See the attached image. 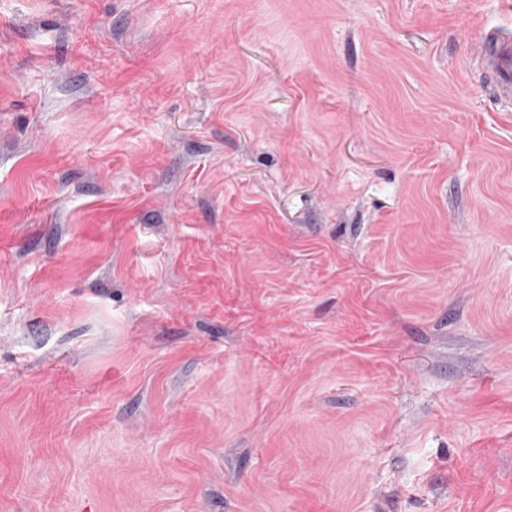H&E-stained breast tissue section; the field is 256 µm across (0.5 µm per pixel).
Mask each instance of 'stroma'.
Wrapping results in <instances>:
<instances>
[{
    "label": "stroma",
    "instance_id": "1",
    "mask_svg": "<svg viewBox=\"0 0 512 512\" xmlns=\"http://www.w3.org/2000/svg\"><path fill=\"white\" fill-rule=\"evenodd\" d=\"M512 0H0V512H512ZM469 61L491 86L496 98L512 105V33L489 32L469 47Z\"/></svg>",
    "mask_w": 512,
    "mask_h": 512
}]
</instances>
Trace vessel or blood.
Wrapping results in <instances>:
<instances>
[{"label": "vessel or blood", "instance_id": "b4317fda", "mask_svg": "<svg viewBox=\"0 0 512 512\" xmlns=\"http://www.w3.org/2000/svg\"><path fill=\"white\" fill-rule=\"evenodd\" d=\"M469 61L491 86L496 98L512 105V33L489 32L469 47Z\"/></svg>", "mask_w": 512, "mask_h": 512}]
</instances>
